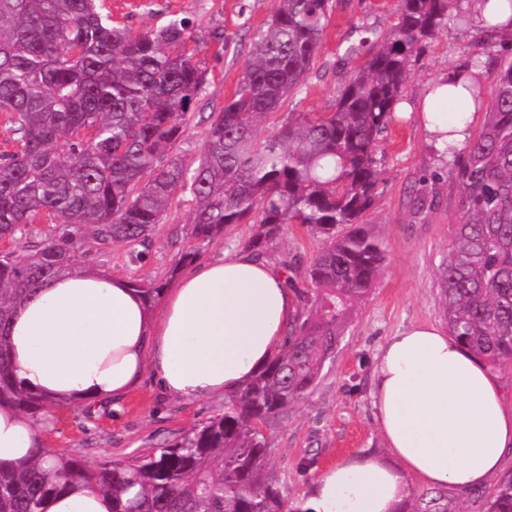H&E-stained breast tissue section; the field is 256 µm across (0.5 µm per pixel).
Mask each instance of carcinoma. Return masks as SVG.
<instances>
[{
  "label": "carcinoma",
  "mask_w": 512,
  "mask_h": 512,
  "mask_svg": "<svg viewBox=\"0 0 512 512\" xmlns=\"http://www.w3.org/2000/svg\"><path fill=\"white\" fill-rule=\"evenodd\" d=\"M456 0H400L398 23L342 89L335 110L289 112L318 57L333 0H277L251 59L208 128L202 154H171L184 140L205 84L192 22L134 33L102 0H0V112L12 149L0 151V239L33 224L55 233L0 252V403L28 417L46 398L13 374L6 336L14 305L38 283L113 245L148 247L180 191L191 194V237L206 243L236 224L259 231L260 253L285 224L322 238L304 267L313 299L272 361L224 414L175 443L95 468L36 446L30 461L0 462V512H43L72 479L112 495V512H312L290 502L267 464L264 426L315 386L356 303L375 288L384 242L364 220L380 177V140L410 79L411 58L448 22ZM511 14L484 44L512 48ZM464 71L482 127L461 153L445 145L460 216L439 274L448 333L491 367L512 365V54L476 53ZM493 84L485 98L486 81ZM135 494H130L133 488ZM482 512H512V472L481 495ZM411 512H452L445 495Z\"/></svg>",
  "instance_id": "carcinoma-1"
}]
</instances>
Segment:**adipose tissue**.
I'll list each match as a JSON object with an SVG mask.
<instances>
[{
    "label": "adipose tissue",
    "mask_w": 512,
    "mask_h": 512,
    "mask_svg": "<svg viewBox=\"0 0 512 512\" xmlns=\"http://www.w3.org/2000/svg\"><path fill=\"white\" fill-rule=\"evenodd\" d=\"M468 96L456 70L429 83L420 119L436 146L464 147L474 108L440 123L437 99ZM298 306L285 273L248 249L187 268L152 310L126 279L76 269L41 284L13 309L15 377L55 404L125 398L152 372L169 396L192 402L241 390L280 350ZM372 404L385 448L351 456L312 483V512H403L410 478L431 488H478L512 449V410L495 372L448 331L413 324L390 336L373 375ZM32 421L0 406V461L26 458ZM45 512H112V500L72 482Z\"/></svg>",
    "instance_id": "ef3b65f1"
}]
</instances>
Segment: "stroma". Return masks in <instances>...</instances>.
Wrapping results in <instances>:
<instances>
[{"label": "stroma", "instance_id": "stroma-1", "mask_svg": "<svg viewBox=\"0 0 512 512\" xmlns=\"http://www.w3.org/2000/svg\"><path fill=\"white\" fill-rule=\"evenodd\" d=\"M104 2L114 23L135 32L161 28L175 14L193 21L207 75L178 149L183 160H193L203 151L212 113L235 91L251 44L272 15L276 0ZM476 3L459 0L447 27L413 57L403 102L415 103L427 84L470 58L481 31ZM397 5V0H335L323 47L301 93L286 104V111H334L343 87L392 30ZM351 45L360 46V54L346 56ZM382 148L381 178L365 214L387 246L382 274L356 307L312 391L287 417L265 429L272 448L271 472L294 501L306 500L314 478L340 460L382 451L371 398L380 349L388 337L410 325L445 322L438 274L459 218L458 189L448 176V159L427 140L414 112L394 113ZM423 177L439 198L438 207L429 213L413 209L414 193ZM192 208L190 194H178L165 222L155 226L148 247L115 245L88 255L85 267L107 269L145 286H169L177 279L174 269L184 254H193L198 261L217 259L226 250L246 247L257 231L256 225L238 224L213 241L199 243L189 236ZM321 246V239L306 227L289 224L280 238L265 247L264 256L286 269L306 261ZM223 411L220 398L187 402L166 395L148 372L132 393L117 402L45 405L37 428L44 447L94 467L173 444L190 428Z\"/></svg>", "mask_w": 512, "mask_h": 512}]
</instances>
